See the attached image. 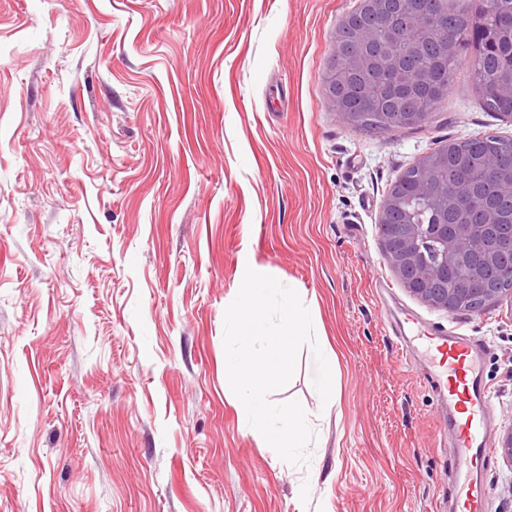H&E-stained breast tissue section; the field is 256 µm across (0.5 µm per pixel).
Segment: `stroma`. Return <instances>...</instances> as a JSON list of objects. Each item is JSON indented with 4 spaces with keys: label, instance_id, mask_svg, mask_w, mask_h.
<instances>
[{
    "label": "stroma",
    "instance_id": "35a3bbf8",
    "mask_svg": "<svg viewBox=\"0 0 512 512\" xmlns=\"http://www.w3.org/2000/svg\"><path fill=\"white\" fill-rule=\"evenodd\" d=\"M360 0H0V512H454L448 406L397 328L484 348L512 427V295L480 313L401 285L377 221L439 143L512 137L459 73L422 127L366 134L322 72ZM310 305L336 357L273 391L318 441L290 465L224 387L242 256ZM512 512V461L480 466Z\"/></svg>",
    "mask_w": 512,
    "mask_h": 512
}]
</instances>
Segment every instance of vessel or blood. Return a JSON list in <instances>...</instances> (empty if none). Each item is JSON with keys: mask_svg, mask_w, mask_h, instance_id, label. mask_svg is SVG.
I'll use <instances>...</instances> for the list:
<instances>
[{"mask_svg": "<svg viewBox=\"0 0 512 512\" xmlns=\"http://www.w3.org/2000/svg\"><path fill=\"white\" fill-rule=\"evenodd\" d=\"M446 371L439 387L449 412L455 413L453 481L464 512H486L479 462L493 450L489 421L495 406L483 382L481 352L464 337L451 336L435 346Z\"/></svg>", "mask_w": 512, "mask_h": 512, "instance_id": "obj_1", "label": "vessel or blood"}]
</instances>
